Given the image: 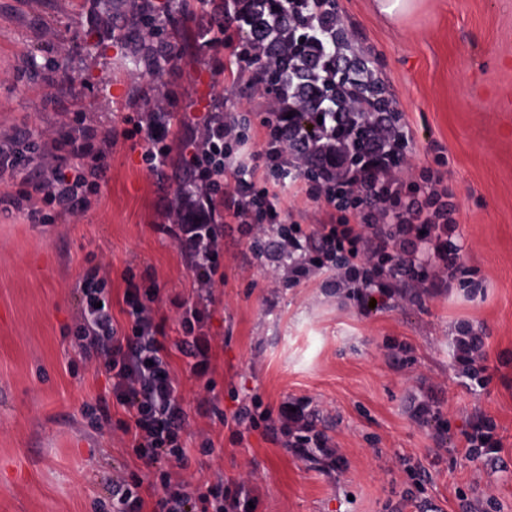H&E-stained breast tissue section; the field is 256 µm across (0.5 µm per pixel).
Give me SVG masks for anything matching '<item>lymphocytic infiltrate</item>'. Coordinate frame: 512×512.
<instances>
[{
  "label": "lymphocytic infiltrate",
  "mask_w": 512,
  "mask_h": 512,
  "mask_svg": "<svg viewBox=\"0 0 512 512\" xmlns=\"http://www.w3.org/2000/svg\"><path fill=\"white\" fill-rule=\"evenodd\" d=\"M275 2L293 11L326 55L334 54L323 21L335 16V0ZM252 3L219 0L216 6L215 26L230 50L224 70L233 79L261 58L238 38ZM254 86L263 101L259 127L243 133L242 126L249 121L245 112L233 117L221 111L209 113L199 131L201 146L189 160L203 180L204 199L198 205L185 200L182 208L168 214L179 248L193 259L199 298L211 297L220 283L217 272L224 239L206 231L219 217L238 225L240 233L250 238L267 226H280L282 249L290 256L288 278L294 283L316 273L324 275L328 285L354 289L359 296L388 295L394 278L403 274L418 295L450 287L460 270L457 259L463 249L460 209L441 169L428 166L405 176L406 149L413 140L410 127L396 122L393 146L376 145L354 158L338 143L334 125H314L319 154L311 174H303L286 141L294 124L289 117L292 104L262 81ZM73 122L71 132L60 138L0 146V177L9 176L13 182L6 203L26 212L31 222L48 223L53 213H82L98 192L86 185L82 170H103L112 150V134L86 128L79 114ZM127 135L144 142L142 159L149 170L166 165L169 128L153 114L138 116ZM287 197L323 204L328 219L309 232L287 223L282 207ZM108 277L107 268L100 266L84 278L74 336L82 355L108 376L113 399L129 411L131 422L123 431L132 435L139 459L161 472L163 495L155 512H237V493L218 488L210 495L194 496L182 473L167 469L169 460L187 461L179 442L187 414L180 382L170 367V348L156 320L159 290L127 278V323L122 326L112 317V294L105 286ZM199 323V311L193 306L178 319L188 366L196 375L207 372L210 351L208 339L197 332Z\"/></svg>",
  "instance_id": "lymphocytic-infiltrate-1"
}]
</instances>
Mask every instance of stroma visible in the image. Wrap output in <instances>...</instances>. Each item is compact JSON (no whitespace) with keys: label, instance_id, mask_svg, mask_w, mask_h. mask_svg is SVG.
Segmentation results:
<instances>
[{"label":"stroma","instance_id":"obj_1","mask_svg":"<svg viewBox=\"0 0 512 512\" xmlns=\"http://www.w3.org/2000/svg\"><path fill=\"white\" fill-rule=\"evenodd\" d=\"M336 3L413 132V164L443 155L463 265L479 288L457 280L412 302L371 303L319 276L294 285L277 232L254 241L227 224L224 284L197 302L189 259L162 226L192 127L212 96L245 97L251 77L225 78L223 41L202 39L211 7L155 0L171 56L151 73L130 62L127 14L106 15L101 0H0V132H65L74 112L112 131L85 213L34 224L0 205V512H112L119 472L141 478L147 506L161 493L121 431L128 415L108 377L73 346L79 283L101 262L116 322L129 273L158 285L168 342L181 336L179 313L201 306L212 372L199 378L183 355L170 359L188 414L192 492L244 488L251 512H512V0H419L398 23L374 0ZM163 96L179 134L169 165L152 172L123 131L126 117ZM462 319L482 340L481 387L456 360ZM204 392L207 415L197 407ZM287 403L324 440L327 465L295 451L300 432L280 416ZM245 405L254 420L237 423ZM104 408L111 425L102 430ZM482 415L495 420L499 448L472 455L464 435Z\"/></svg>","mask_w":512,"mask_h":512}]
</instances>
